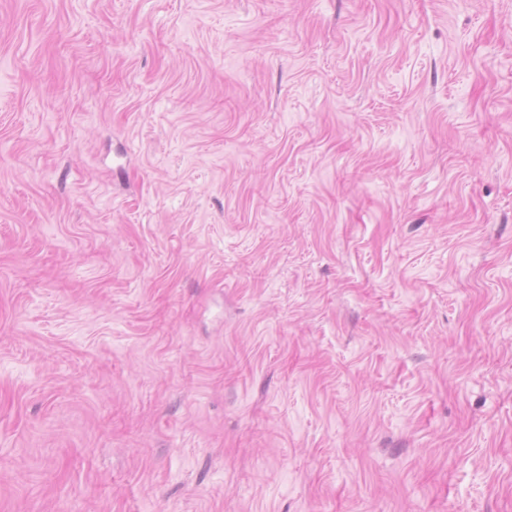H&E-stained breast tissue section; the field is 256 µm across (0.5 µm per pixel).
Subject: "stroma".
Wrapping results in <instances>:
<instances>
[{
	"instance_id": "obj_1",
	"label": "stroma",
	"mask_w": 512,
	"mask_h": 512,
	"mask_svg": "<svg viewBox=\"0 0 512 512\" xmlns=\"http://www.w3.org/2000/svg\"><path fill=\"white\" fill-rule=\"evenodd\" d=\"M0 512H512V0H0Z\"/></svg>"
}]
</instances>
